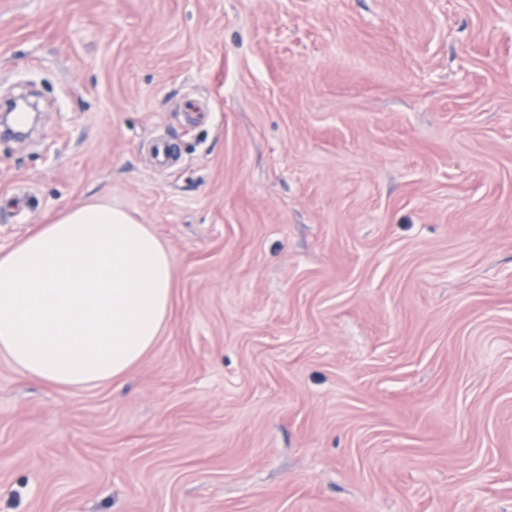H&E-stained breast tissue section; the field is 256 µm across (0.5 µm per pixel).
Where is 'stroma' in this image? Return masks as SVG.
<instances>
[{
	"label": "stroma",
	"instance_id": "35a3bbf8",
	"mask_svg": "<svg viewBox=\"0 0 512 512\" xmlns=\"http://www.w3.org/2000/svg\"><path fill=\"white\" fill-rule=\"evenodd\" d=\"M20 93L0 249L104 200L174 315L112 383L0 355V512H512V0H0Z\"/></svg>",
	"mask_w": 512,
	"mask_h": 512
}]
</instances>
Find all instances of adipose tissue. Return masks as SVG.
Masks as SVG:
<instances>
[{"label":"adipose tissue","mask_w":512,"mask_h":512,"mask_svg":"<svg viewBox=\"0 0 512 512\" xmlns=\"http://www.w3.org/2000/svg\"><path fill=\"white\" fill-rule=\"evenodd\" d=\"M170 254L148 225L90 201L0 251V354L28 378L81 387L121 379L172 311Z\"/></svg>","instance_id":"1"}]
</instances>
